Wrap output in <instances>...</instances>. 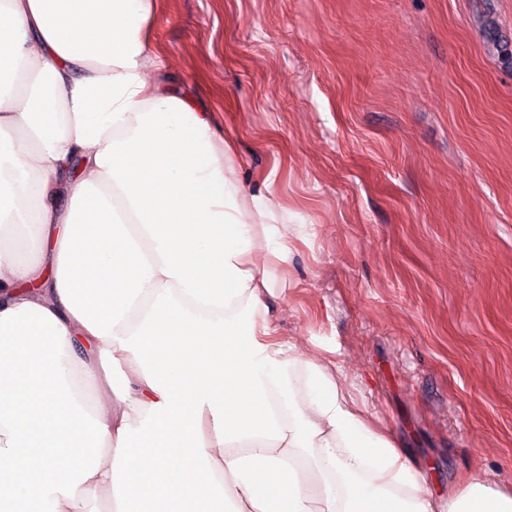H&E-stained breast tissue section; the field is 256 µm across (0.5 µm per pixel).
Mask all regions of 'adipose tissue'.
<instances>
[{
    "instance_id": "ef3b65f1",
    "label": "adipose tissue",
    "mask_w": 512,
    "mask_h": 512,
    "mask_svg": "<svg viewBox=\"0 0 512 512\" xmlns=\"http://www.w3.org/2000/svg\"><path fill=\"white\" fill-rule=\"evenodd\" d=\"M154 3L0 0V512H434L339 366L257 317L278 212L163 73ZM447 512L512 493L477 467Z\"/></svg>"
}]
</instances>
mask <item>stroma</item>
Here are the masks:
<instances>
[{
  "label": "stroma",
  "mask_w": 512,
  "mask_h": 512,
  "mask_svg": "<svg viewBox=\"0 0 512 512\" xmlns=\"http://www.w3.org/2000/svg\"><path fill=\"white\" fill-rule=\"evenodd\" d=\"M168 73L271 198L273 338L344 391L444 504L512 491V0H155ZM448 512H512V493L494 488L481 468H473L465 485L448 496ZM439 511V512H446Z\"/></svg>",
  "instance_id": "35a3bbf8"
}]
</instances>
